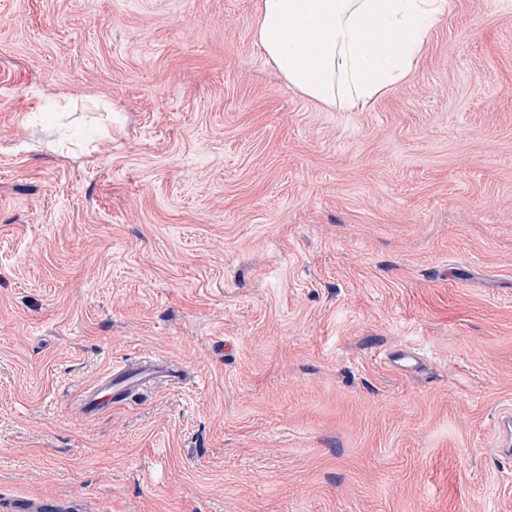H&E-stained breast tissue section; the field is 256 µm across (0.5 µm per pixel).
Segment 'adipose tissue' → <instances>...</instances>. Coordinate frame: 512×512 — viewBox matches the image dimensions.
<instances>
[{
    "instance_id": "ef3b65f1",
    "label": "adipose tissue",
    "mask_w": 512,
    "mask_h": 512,
    "mask_svg": "<svg viewBox=\"0 0 512 512\" xmlns=\"http://www.w3.org/2000/svg\"><path fill=\"white\" fill-rule=\"evenodd\" d=\"M445 0H260L255 40L288 85L352 111L403 82Z\"/></svg>"
}]
</instances>
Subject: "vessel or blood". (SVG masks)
<instances>
[{"instance_id": "obj_1", "label": "vessel or blood", "mask_w": 512, "mask_h": 512, "mask_svg": "<svg viewBox=\"0 0 512 512\" xmlns=\"http://www.w3.org/2000/svg\"><path fill=\"white\" fill-rule=\"evenodd\" d=\"M164 372L163 366L147 361L126 363L109 373L100 387L85 392L81 399V410L84 414L94 415L111 408L112 404L122 401L127 394L140 390Z\"/></svg>"}]
</instances>
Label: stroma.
Masks as SVG:
<instances>
[{
  "instance_id": "1",
  "label": "stroma",
  "mask_w": 512,
  "mask_h": 512,
  "mask_svg": "<svg viewBox=\"0 0 512 512\" xmlns=\"http://www.w3.org/2000/svg\"><path fill=\"white\" fill-rule=\"evenodd\" d=\"M258 5L0 0V512H512V0L353 112ZM170 376L164 366L147 361H132L117 370H113L97 388L85 392L81 399V410L84 414L95 415L103 409L112 408V404L122 401L127 394L140 390L155 378ZM102 392H107L100 396Z\"/></svg>"
}]
</instances>
